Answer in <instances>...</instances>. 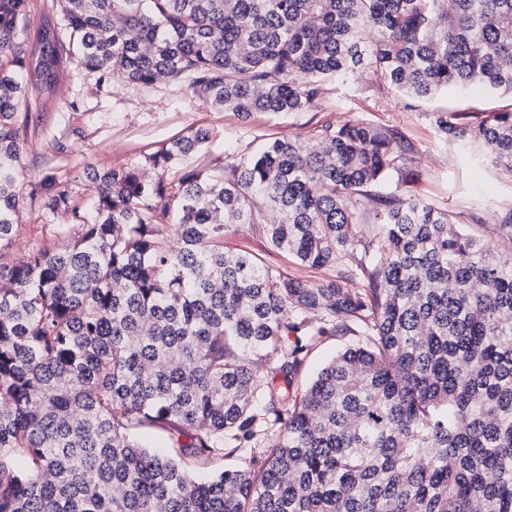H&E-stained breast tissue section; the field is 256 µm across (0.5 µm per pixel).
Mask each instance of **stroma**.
I'll use <instances>...</instances> for the list:
<instances>
[{
  "mask_svg": "<svg viewBox=\"0 0 512 512\" xmlns=\"http://www.w3.org/2000/svg\"><path fill=\"white\" fill-rule=\"evenodd\" d=\"M492 102L488 93L462 89L422 103L401 97L363 74L327 82L308 110L255 112L244 118L206 104L185 81L160 79L142 84L115 79L102 84L95 73L72 59L65 65L55 94L38 102L31 114L18 176L19 231L10 254L18 257L33 245L55 243L51 225L69 223L68 215L47 212L37 194L50 175H57L76 199L85 201L93 195L92 187L80 178L85 166H135L143 169L146 178H155L147 156L194 128L209 129L214 136L211 146L194 159L198 168L212 172L268 141L307 140L322 124L346 121L399 128L414 147L406 162L408 177L402 192L451 211L469 233L504 252L512 247L500 228L502 218L512 212V179L498 174L480 152L444 142L431 118L436 111L478 110ZM224 249L260 254L269 265L310 283L336 278L333 268H308L270 251L258 224L231 227L224 236Z\"/></svg>",
  "mask_w": 512,
  "mask_h": 512,
  "instance_id": "35a3bbf8",
  "label": "stroma"
}]
</instances>
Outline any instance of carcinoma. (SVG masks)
Wrapping results in <instances>:
<instances>
[{
	"mask_svg": "<svg viewBox=\"0 0 512 512\" xmlns=\"http://www.w3.org/2000/svg\"><path fill=\"white\" fill-rule=\"evenodd\" d=\"M28 11L0 12V512H512V250L400 193L398 129L327 123L203 176L197 128L150 157L154 180L86 167L84 208L44 180L70 243L8 258L21 113L68 60L101 83L186 79L244 117L364 73L421 102L512 98V0H60L30 49ZM433 123L512 178V104ZM237 224L336 280L224 252ZM338 333L353 343L296 385ZM157 424L164 453L132 437Z\"/></svg>",
	"mask_w": 512,
	"mask_h": 512,
	"instance_id": "obj_1",
	"label": "carcinoma"
}]
</instances>
